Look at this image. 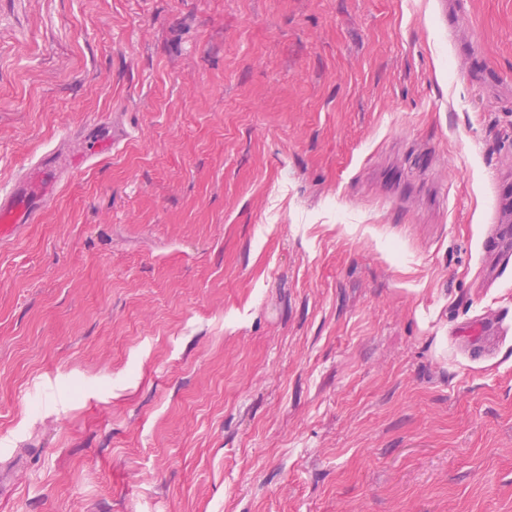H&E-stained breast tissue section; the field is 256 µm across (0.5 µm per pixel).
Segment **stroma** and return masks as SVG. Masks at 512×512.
<instances>
[{"label":"stroma","mask_w":512,"mask_h":512,"mask_svg":"<svg viewBox=\"0 0 512 512\" xmlns=\"http://www.w3.org/2000/svg\"><path fill=\"white\" fill-rule=\"evenodd\" d=\"M100 114L0 242V512H512V0H0V193ZM117 135L111 132L109 123L103 118H94L90 132L84 137L85 147L76 159L89 160L112 149ZM507 203L498 200L492 220L489 240L491 244L504 256H510L512 253V236L508 234L506 229H502L499 225L501 212Z\"/></svg>","instance_id":"stroma-1"}]
</instances>
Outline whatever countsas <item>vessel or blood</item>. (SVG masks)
<instances>
[{
    "mask_svg": "<svg viewBox=\"0 0 512 512\" xmlns=\"http://www.w3.org/2000/svg\"><path fill=\"white\" fill-rule=\"evenodd\" d=\"M116 141L105 119H94L84 137L81 159L88 160L111 150ZM66 160L47 157L24 175L16 189L0 197V241L16 236L22 225L33 223L53 203L59 175Z\"/></svg>",
    "mask_w": 512,
    "mask_h": 512,
    "instance_id": "obj_1",
    "label": "vessel or blood"
}]
</instances>
